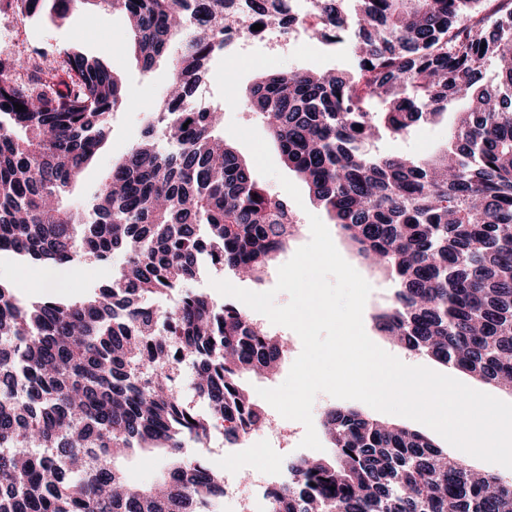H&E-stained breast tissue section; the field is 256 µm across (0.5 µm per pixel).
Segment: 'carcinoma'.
I'll return each instance as SVG.
<instances>
[{
  "mask_svg": "<svg viewBox=\"0 0 512 512\" xmlns=\"http://www.w3.org/2000/svg\"><path fill=\"white\" fill-rule=\"evenodd\" d=\"M246 2L269 26L296 23L284 0ZM354 2L344 13L317 0V34L347 41L350 68L262 74L248 105L313 200L390 273L378 331L481 382L512 383V0ZM85 5L125 15L143 70L169 61L155 106L168 148L147 130L89 205L71 208L66 194L127 103L122 81L67 47L26 82L0 59V251L44 268L120 258L110 284L75 302L25 301L0 279V512H217L224 477L183 448L270 422L241 378L270 373L286 348L205 294L180 292L169 310L148 299L179 292L204 261L262 283L297 225L221 133L223 113L185 108L237 22L236 0H0L52 23ZM44 67L65 89L42 82ZM453 102L439 155L372 151L380 129L403 135ZM180 363L203 412L176 389ZM323 428L333 459L289 460L276 512H512V483L419 431L341 407ZM138 450L163 456L161 481L126 480L118 461Z\"/></svg>",
  "mask_w": 512,
  "mask_h": 512,
  "instance_id": "cac0c4a2",
  "label": "carcinoma"
}]
</instances>
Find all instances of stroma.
<instances>
[{"instance_id": "obj_1", "label": "stroma", "mask_w": 512, "mask_h": 512, "mask_svg": "<svg viewBox=\"0 0 512 512\" xmlns=\"http://www.w3.org/2000/svg\"><path fill=\"white\" fill-rule=\"evenodd\" d=\"M130 34L122 13L108 15L89 8L75 13L61 24L49 22L28 26L13 43H0V57L11 56L20 60L18 77L28 75L26 63L31 48L53 49L74 44L111 66L125 87L127 106L112 115L111 132L98 158L85 168L81 179L69 199L73 205L84 206L100 185L106 171L121 159L129 146L139 140L144 129L155 122L152 110L156 98L165 95L171 80L168 61H160L150 72H142L129 49ZM350 63L345 45L325 44L315 32H308L306 41L294 53L266 54L255 51L252 55L232 62L214 60L202 80L207 89V101L224 113L225 121H236L244 127L256 128L262 138L270 133L264 121L245 103L246 92L254 80L269 70L287 71L296 67L329 70L343 69ZM453 115H444L436 122L414 125L404 136L381 133L375 148L386 155H404L424 158L442 152L448 144V128ZM331 238L341 256L371 285L372 291L363 312V325L368 337L380 348L412 366L433 367V360L416 355L393 345L382 336L374 316L392 295L393 283L382 272L368 267L355 250L343 239L337 225H329ZM116 266L112 263L86 261L77 268L46 269L34 275L30 265L18 263L11 256L0 255V278L10 281L26 297H39L55 292L75 301L87 292L108 284ZM187 456L202 458L218 472L241 473L248 470L259 473L264 468L280 465L282 451L264 443L259 433L253 432L239 443H225L222 434H215L206 447L190 448Z\"/></svg>"}]
</instances>
